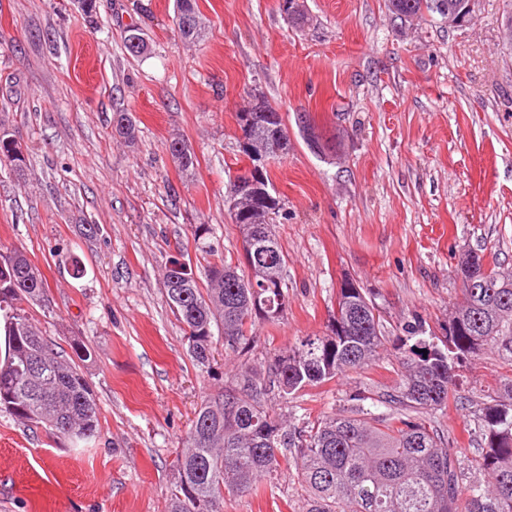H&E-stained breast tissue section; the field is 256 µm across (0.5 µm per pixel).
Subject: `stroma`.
Listing matches in <instances>:
<instances>
[{"instance_id":"stroma-1","label":"stroma","mask_w":512,"mask_h":512,"mask_svg":"<svg viewBox=\"0 0 512 512\" xmlns=\"http://www.w3.org/2000/svg\"><path fill=\"white\" fill-rule=\"evenodd\" d=\"M477 0L463 29L444 18L400 23L386 0H303L297 27L278 0H197L205 36L182 39L175 0H0V120L27 158L23 180L0 169V250L17 248L44 273L35 325L60 349H91L80 371L100 434L81 450L0 412V512H167L170 469L203 400L234 384L238 361L216 347L212 372L188 353L163 286L184 254L205 281L210 263L241 257L225 192L244 172L237 112L252 95L278 108L286 156L268 168L280 203L275 235L288 308L256 321L251 365L323 336L343 279L369 292L387 336L370 366L267 402L284 414H351L355 394L393 391L398 337L422 323L444 333L461 298L464 250L512 269V45L507 4ZM149 50L124 47L130 27ZM130 113L135 143L114 138ZM308 113L338 137L339 160L314 155L298 132ZM197 163L185 176L172 138ZM98 225L94 237L82 227ZM206 226L196 235L197 226ZM85 268L73 274L74 263ZM462 398L429 414L450 447L477 455L473 419L504 388L484 352L459 367ZM224 512H303L294 471Z\"/></svg>"}]
</instances>
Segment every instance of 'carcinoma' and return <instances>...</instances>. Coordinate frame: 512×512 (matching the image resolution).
I'll use <instances>...</instances> for the list:
<instances>
[{
    "mask_svg": "<svg viewBox=\"0 0 512 512\" xmlns=\"http://www.w3.org/2000/svg\"><path fill=\"white\" fill-rule=\"evenodd\" d=\"M456 0H388L397 18L426 21L443 15ZM175 25L181 37L198 41L199 24L185 27L180 15L200 18L197 0H176ZM263 111L237 113L244 137L271 144L283 126L278 110L262 101ZM115 134L128 143L137 125L127 112L113 113ZM180 155L178 168L194 170L195 155L180 139L168 145ZM0 165L15 178L26 160L14 135L0 122ZM279 201H250L248 214L235 220L242 231L270 225ZM285 257L275 235L252 253L249 274L220 259L209 265L201 286L191 263L180 287L165 288L185 326L188 352L199 367L211 369L213 326H221L224 351L240 359V383L205 400L173 464L167 512H224V495L242 496L272 484L282 468L294 469L304 488L305 512H512V375L509 399L477 416L483 442L467 462L451 451L434 430L412 418L444 407L459 391L455 368L467 357L496 351L512 369V269L490 267L467 252L461 266L472 269L473 285L462 283V300L448 320L445 339L425 337L422 324H408L398 350L403 371L395 391L373 398L362 417L328 415L295 423L270 407L265 395L277 387L285 395L346 376L369 366L386 336L376 306L362 288H342L325 336L306 338L279 354L263 379L248 366L255 319L248 309L288 302L282 288ZM47 280L27 255L0 253V311L8 355L0 364V411L35 427H47L77 446L99 433V413L74 359L92 357L83 342L72 341L74 357L57 351L32 324L30 308L45 302ZM427 353H422V350Z\"/></svg>",
    "mask_w": 512,
    "mask_h": 512,
    "instance_id": "1",
    "label": "carcinoma"
}]
</instances>
